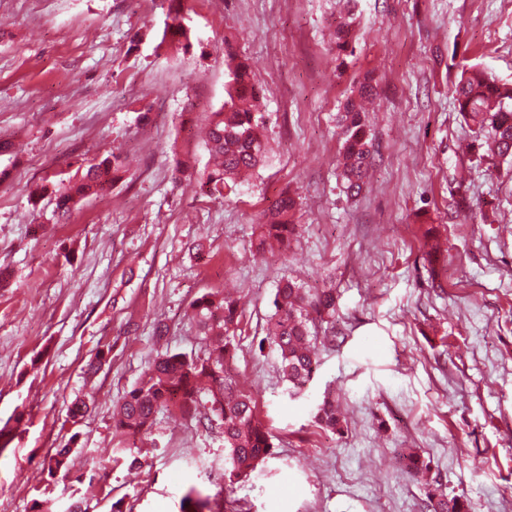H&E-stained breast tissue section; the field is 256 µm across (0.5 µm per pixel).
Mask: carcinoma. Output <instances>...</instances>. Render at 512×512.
Returning <instances> with one entry per match:
<instances>
[{
    "instance_id": "1",
    "label": "carcinoma",
    "mask_w": 512,
    "mask_h": 512,
    "mask_svg": "<svg viewBox=\"0 0 512 512\" xmlns=\"http://www.w3.org/2000/svg\"><path fill=\"white\" fill-rule=\"evenodd\" d=\"M357 0H342L334 30L337 56L352 53L357 40ZM171 23L164 39L180 50L192 47L193 31L184 23L178 0L171 9ZM230 66V80L224 105L211 113L208 150L217 164L206 170L199 182L204 194L235 191L243 175L254 172L266 162L268 148L263 138L264 113L253 107L258 88L244 61L236 60L233 46L225 42ZM377 94V83L366 76L348 98L339 115L344 141L339 152V179L343 192L353 197L364 186V178L373 163V143L365 124L363 103ZM457 110L475 129L476 161L497 167L512 162V84L500 83L477 67L461 70L454 90ZM128 171L125 158L115 153L78 166L68 176L37 186L34 196L49 191L54 194V215L66 218L82 200L101 197ZM297 202L288 193L281 194L269 208L268 223L260 225L257 250L274 240L288 242L295 232ZM272 312L266 322L265 336L259 349L269 345L280 359V372L288 385V395H305L318 367L317 342H331L332 336H317V328L329 325L336 314V291L323 288L315 293L289 280L277 288ZM192 321L200 348L190 353L169 348L156 353L140 381L118 403L115 427L124 437L123 446L113 449L109 463L126 460V453L136 447L158 416L173 409L198 419L203 424H217L224 436V480L234 483L259 476L267 461L274 457L273 436L257 414L251 396L234 389L228 368L235 350V331L242 312L237 302L221 291H209L190 302ZM316 419L322 427L341 433L336 404L325 400L317 407ZM405 468L424 480L428 512H472L466 500L449 496L425 480L430 465L415 452L403 456ZM73 463V448L66 444L55 449L47 462L51 478L66 481ZM181 512H224L221 493L202 495L189 488L181 501Z\"/></svg>"
}]
</instances>
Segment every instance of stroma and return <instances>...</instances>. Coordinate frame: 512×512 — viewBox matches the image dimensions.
<instances>
[{
  "instance_id": "obj_1",
  "label": "stroma",
  "mask_w": 512,
  "mask_h": 512,
  "mask_svg": "<svg viewBox=\"0 0 512 512\" xmlns=\"http://www.w3.org/2000/svg\"><path fill=\"white\" fill-rule=\"evenodd\" d=\"M168 0H0V512H33L42 490L89 512H180L189 486L221 490L224 438L175 411L140 442L143 466L88 483V459L116 444L112 411L165 341L197 349L186 312L210 290L239 297L231 379L271 427L264 476L224 492L231 512H425L405 469L478 512H512V172L472 163L456 111L462 67L512 84V0H359L360 37L338 62L337 0H182L193 48L161 47ZM260 87L266 164L234 193L200 194L210 112L225 98L224 45ZM372 73L377 154L358 197L336 180V114ZM120 150L131 169L57 222L46 173ZM467 200L456 208L458 185ZM299 204L289 244L258 255L263 213ZM498 206L483 221L482 202ZM210 245L196 260L197 241ZM338 295L336 341L320 348L307 397L292 400L275 352L259 350L278 285ZM110 361L94 377L98 351ZM335 400L344 431L318 428ZM91 395L74 425L67 408ZM75 442L67 483L45 459ZM222 491V490H221Z\"/></svg>"
}]
</instances>
